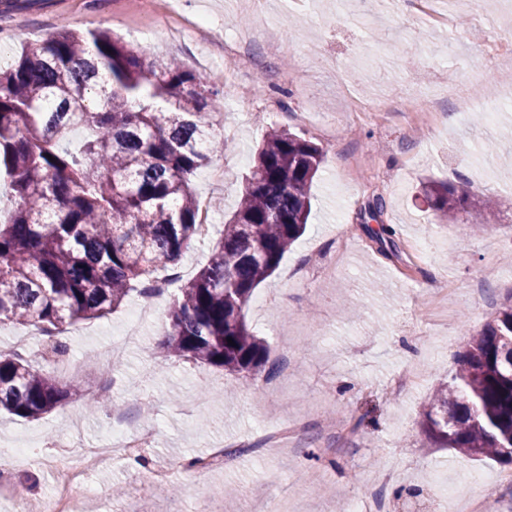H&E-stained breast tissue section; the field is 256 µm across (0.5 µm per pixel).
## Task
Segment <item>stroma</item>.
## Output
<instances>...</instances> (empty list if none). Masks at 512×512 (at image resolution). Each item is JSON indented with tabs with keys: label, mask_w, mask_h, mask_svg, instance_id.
I'll return each mask as SVG.
<instances>
[{
	"label": "stroma",
	"mask_w": 512,
	"mask_h": 512,
	"mask_svg": "<svg viewBox=\"0 0 512 512\" xmlns=\"http://www.w3.org/2000/svg\"><path fill=\"white\" fill-rule=\"evenodd\" d=\"M0 44L10 65L68 24L105 29L147 56L176 58L198 77L215 73L224 137L223 181L212 167L197 171L195 193L215 202V227L194 241L180 264L195 275L235 210L251 157L266 132L287 128L318 144L324 162L312 188L304 236L257 295L273 305L249 303L246 319L263 337L280 370L252 387L223 369L165 356L168 298L153 300L155 317L143 328L141 345L116 357L99 355L105 340L121 336L129 297L104 318L67 329L69 360L79 376L59 375L84 389L102 385L111 400L136 405L134 421L155 424L158 441L143 450V463L117 459L95 476L103 496L113 487L124 512H264L282 496L288 512H355L371 492L387 512H469L474 497L491 490L501 467L454 450L432 448L419 423L433 390L448 380L472 336L512 304V12L496 5L470 13L466 27H437L394 0H370L365 11L339 10L336 0H168L169 12L147 19L139 0H28L4 11ZM205 24L169 40L177 19ZM245 32L239 45L248 67L224 57V39ZM256 86L263 99L246 101ZM380 100L375 112H357L354 100ZM487 113L482 125L468 117ZM430 177L463 189L469 205L451 224L438 223L419 195ZM385 208L370 218L368 205ZM395 228L396 248L379 243V225ZM348 245L337 258L329 248L339 232ZM430 244L427 257L408 260L411 243ZM301 269L300 284L286 272ZM455 286L447 308H435L438 281ZM417 381L398 390L403 370ZM362 428L330 436L320 413ZM292 426L288 446L243 456L234 469L194 472L185 461L209 447L247 443ZM53 430L103 446L112 440L106 414L67 405L37 420L0 412V448L21 441L34 451L7 460L14 487L45 498L50 473L40 464L44 432ZM319 449L320 460L309 459ZM172 469L181 488L145 480L146 467Z\"/></svg>",
	"instance_id": "stroma-1"
}]
</instances>
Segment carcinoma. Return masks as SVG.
Returning <instances> with one entry per match:
<instances>
[{"mask_svg":"<svg viewBox=\"0 0 512 512\" xmlns=\"http://www.w3.org/2000/svg\"><path fill=\"white\" fill-rule=\"evenodd\" d=\"M219 109L217 92L184 65L149 61L106 30L62 27L0 69V174L13 200L0 222V325L50 338L133 295L151 300L158 273L197 239L192 177L228 149ZM79 129L91 136L72 150ZM322 162L313 141L266 133L221 239L169 309L167 356L249 380L277 372L245 309L304 233ZM422 192L443 224L468 206L446 184ZM72 399L106 411L78 384L0 350V409L37 420ZM420 431L434 448L512 464V306L472 337Z\"/></svg>","mask_w":512,"mask_h":512,"instance_id":"1","label":"carcinoma"}]
</instances>
